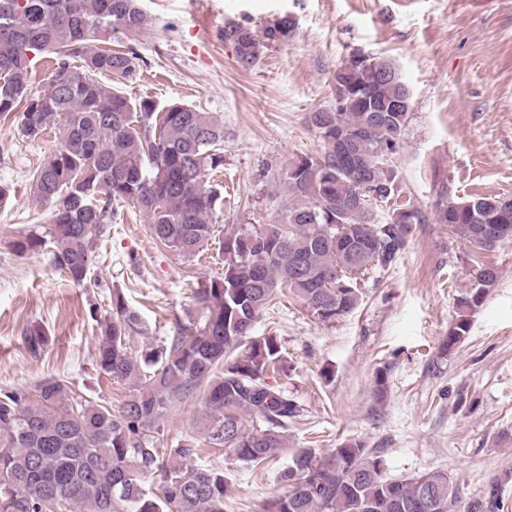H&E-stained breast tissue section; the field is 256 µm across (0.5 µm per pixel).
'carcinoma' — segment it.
Instances as JSON below:
<instances>
[{"mask_svg": "<svg viewBox=\"0 0 512 512\" xmlns=\"http://www.w3.org/2000/svg\"><path fill=\"white\" fill-rule=\"evenodd\" d=\"M145 24L137 0H0V122L20 119L24 136L55 135L58 145L33 173L34 199L48 207L50 239L30 236L21 253L48 248L54 267L82 284L93 266V243L111 231L114 205L148 220L150 237L186 259L205 250L217 231L221 192L210 175L224 166V125L180 102L132 100L96 75L132 80L140 56L114 50L112 34L137 35ZM296 23L275 21L257 32L224 26L237 62L257 65L264 49L285 43ZM54 55L49 88H30L32 53ZM340 105L312 113L323 151L298 156L281 175L289 202L259 230L224 238V271L195 291L201 324L178 329L170 342L138 355L126 339L139 318L124 297L111 296L100 322L99 373L132 385L113 409L71 395L47 378L31 394L0 391V512H225L224 469L196 464L198 448L150 440L172 403L196 389L211 414L208 443L263 467L288 447V423L299 413L288 392L268 378L288 376L277 336L252 338V323L286 291L321 322L356 310L362 277L388 268L413 239L418 212L398 201V170L382 159L397 147L411 113V93L388 59L350 55L336 68ZM371 100L363 99L365 91ZM397 101L402 112L387 108ZM385 204V221L375 207ZM438 221L481 251L512 239V204L498 194L448 200ZM498 280L480 263L457 299L446 348L468 334L470 316ZM263 427L244 428L243 417ZM380 456L348 441L326 454H291L279 474L285 493L262 512H498L499 491L461 508L444 471L407 479L385 477ZM160 473L158 490L142 479Z\"/></svg>", "mask_w": 512, "mask_h": 512, "instance_id": "cac0c4a2", "label": "carcinoma"}]
</instances>
